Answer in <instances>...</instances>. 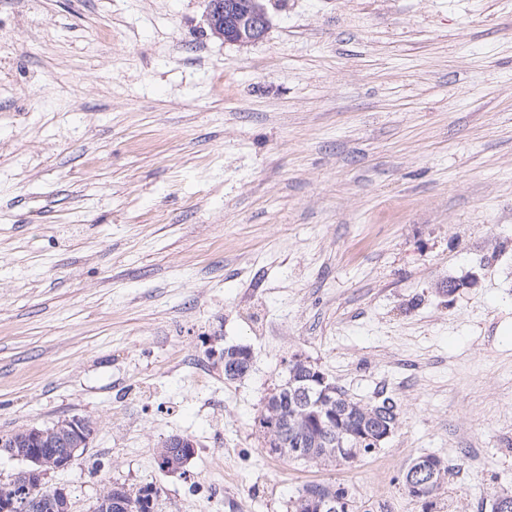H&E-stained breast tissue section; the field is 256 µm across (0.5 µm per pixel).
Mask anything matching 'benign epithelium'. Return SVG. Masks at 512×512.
Instances as JSON below:
<instances>
[{"instance_id": "1", "label": "benign epithelium", "mask_w": 512, "mask_h": 512, "mask_svg": "<svg viewBox=\"0 0 512 512\" xmlns=\"http://www.w3.org/2000/svg\"><path fill=\"white\" fill-rule=\"evenodd\" d=\"M208 27L212 35L226 43L245 46L261 40L268 28L269 18L262 0H208L206 15ZM332 384L328 377L321 372H313L308 383L298 388V393L308 397L317 395L316 406L319 411L312 420L319 427L332 428L342 421V414L336 412V405L330 397ZM94 435V429L86 420L74 417L54 424V428L45 430L41 427H31L10 436L0 437V451L12 459L24 460L30 463V468L24 474L26 482L8 497L0 499V512H32L38 507V500L31 499L28 488L41 487L50 475L44 469L45 458L41 448L44 445H56L64 452L56 458L55 470L67 468L73 460L76 451L86 448ZM264 451L271 456L285 452L310 463H319L321 458L312 451L304 449L300 442H288L283 435L266 433ZM438 466L430 457L421 456L415 459L407 468V488L415 498L429 496L430 487L436 482ZM309 512H350V502L329 487L326 491L315 494L308 503Z\"/></svg>"}]
</instances>
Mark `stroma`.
<instances>
[{"label": "stroma", "mask_w": 512, "mask_h": 512, "mask_svg": "<svg viewBox=\"0 0 512 512\" xmlns=\"http://www.w3.org/2000/svg\"><path fill=\"white\" fill-rule=\"evenodd\" d=\"M264 4L238 46L207 0H0V435L94 422L47 479L71 512L115 483L286 512L311 482L422 512L400 480L428 454L442 512H480L512 493V0ZM228 346L255 355L233 381ZM296 352L398 400L382 448L264 451ZM170 438H168L163 443L162 448L158 449V452L155 457L156 465L160 471H165L166 467L170 463H175L180 460L181 457L179 453L176 452L177 448H184V451L189 459L192 457L194 452L195 444L193 440L188 437H174L171 439L170 443L175 448H166L165 445Z\"/></svg>", "instance_id": "35a3bbf8"}]
</instances>
